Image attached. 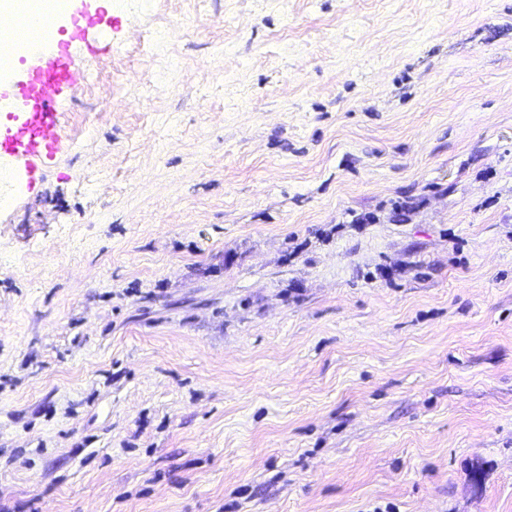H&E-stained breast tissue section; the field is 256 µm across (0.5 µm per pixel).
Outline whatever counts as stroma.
<instances>
[{
  "mask_svg": "<svg viewBox=\"0 0 512 512\" xmlns=\"http://www.w3.org/2000/svg\"><path fill=\"white\" fill-rule=\"evenodd\" d=\"M0 181V512H512V0H112Z\"/></svg>",
  "mask_w": 512,
  "mask_h": 512,
  "instance_id": "35a3bbf8",
  "label": "stroma"
}]
</instances>
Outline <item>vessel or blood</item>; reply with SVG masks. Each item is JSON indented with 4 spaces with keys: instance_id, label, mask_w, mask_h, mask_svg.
I'll return each instance as SVG.
<instances>
[{
    "instance_id": "1",
    "label": "vessel or blood",
    "mask_w": 512,
    "mask_h": 512,
    "mask_svg": "<svg viewBox=\"0 0 512 512\" xmlns=\"http://www.w3.org/2000/svg\"><path fill=\"white\" fill-rule=\"evenodd\" d=\"M111 25L104 9H79L68 28L37 35L15 53L27 75L11 92L15 110L0 124V151L20 157L30 180L41 179L46 159L60 146L59 102L74 90L89 63L110 53L103 35Z\"/></svg>"
}]
</instances>
